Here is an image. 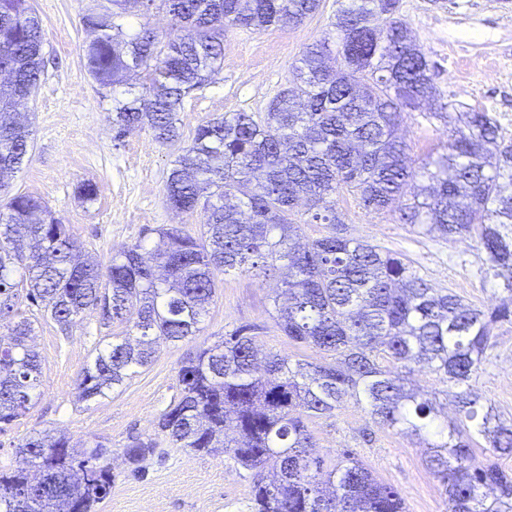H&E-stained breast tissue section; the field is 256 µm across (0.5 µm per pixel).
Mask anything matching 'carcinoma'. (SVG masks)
<instances>
[{
    "instance_id": "carcinoma-1",
    "label": "carcinoma",
    "mask_w": 512,
    "mask_h": 512,
    "mask_svg": "<svg viewBox=\"0 0 512 512\" xmlns=\"http://www.w3.org/2000/svg\"><path fill=\"white\" fill-rule=\"evenodd\" d=\"M157 1L181 24L177 37L164 40L152 27ZM318 8L319 0H105L82 16L98 32L84 49L87 70L102 89L133 74L144 79L132 100L112 104L114 139L147 127L162 144L178 140L183 100L222 70L228 33L300 24ZM399 9V0L339 8L336 33L305 48L264 116L236 112L197 127L170 169L165 200L179 211L202 208L198 237L161 225L150 251L123 249L103 273L40 199L11 194L0 202V325L8 330L0 336V432L29 411L41 384L21 300L50 314L66 336L90 308L105 326L126 324L82 371L79 397L99 400L150 365L160 343L200 331L217 274L274 272L276 325L327 360L261 356L249 328L239 327L181 366V397L158 430L178 448L221 449L253 472L250 512H405L401 494L353 451L332 462L312 452L308 421L353 403L380 427L427 445L425 464L445 489L447 512H512V475L475 462L473 448L477 434L493 454L512 456V422L473 388L491 325L512 321V143L494 117L472 109L457 116L466 130L448 136V153L410 157L397 136L405 114L427 101L441 116L448 104ZM135 11L143 22L126 35L124 20ZM42 73V25L31 0H0V194L31 140L13 114L35 96ZM341 188L368 211L399 212L425 235L476 238L480 272L502 287L500 304L475 308L399 255L343 235L334 199ZM298 215L328 225V234L301 246ZM415 371L449 384L456 419L409 386ZM155 447L139 438L124 455L137 471ZM16 453L39 478L0 466V512H73L76 502L95 512L111 492V450L98 442L77 448L46 433Z\"/></svg>"
}]
</instances>
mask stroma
<instances>
[{
    "label": "stroma",
    "instance_id": "1",
    "mask_svg": "<svg viewBox=\"0 0 512 512\" xmlns=\"http://www.w3.org/2000/svg\"><path fill=\"white\" fill-rule=\"evenodd\" d=\"M350 0H320L301 24L261 32L238 30L224 39V68L215 80L192 92L178 114L181 137L162 144L151 130L131 131L113 140L112 101L127 85L110 93L90 77L83 48L95 37L81 18L98 0H33L43 31L44 73L36 96L21 109L32 128V145L10 190L45 202L82 253L108 264L112 255L136 244L151 248L161 225L198 235L202 211L176 212L165 202L164 186L174 160L188 147L196 127L234 112L263 113L293 74L302 51L333 31L339 7ZM400 15L436 67L435 83L448 104L447 118L428 105L406 115L399 134L413 157L442 154L458 113L481 109L497 119L500 135L512 141V0H400ZM99 194L87 202L78 195L84 181ZM348 236L402 255L420 276L487 309L503 291L483 279L484 255L473 238L444 240L401 223L397 213H373L346 191L335 196ZM277 277L255 278L231 272L217 277V288L198 335L161 345L151 365L139 369L110 397L85 402L77 383L92 357L122 324L104 328L96 311L76 320L62 335L49 314L32 306L21 311L33 323L30 343L41 360L42 384L33 407L0 433V465L13 469L27 461L15 448L37 433L63 434L82 446L101 441L111 450L114 482L96 512H249L252 475L221 454L201 456L175 447L159 435L157 421L180 393L179 369L199 348L221 340L240 326H251L257 347L291 359L321 361L314 348L291 342L273 319L270 296ZM495 346L487 353L473 387L501 419L512 420V322L496 325ZM317 451L333 457L350 449L383 483L404 499L405 512H446L440 482L425 465L422 444L379 427L367 411L347 404L333 416L310 421ZM151 436L158 447L133 472L123 450L133 438Z\"/></svg>",
    "mask_w": 512,
    "mask_h": 512
}]
</instances>
